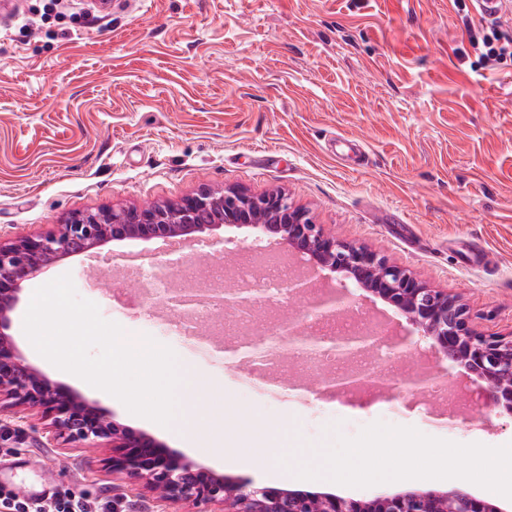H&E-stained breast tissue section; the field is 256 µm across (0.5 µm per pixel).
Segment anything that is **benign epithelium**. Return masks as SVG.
<instances>
[{
	"label": "benign epithelium",
	"mask_w": 512,
	"mask_h": 512,
	"mask_svg": "<svg viewBox=\"0 0 512 512\" xmlns=\"http://www.w3.org/2000/svg\"><path fill=\"white\" fill-rule=\"evenodd\" d=\"M228 226L254 230L251 247L273 243L307 257L316 267L341 275L333 294L309 300L308 308L342 314L360 297L393 306L414 338L400 348L415 358L425 346L451 368L462 367L479 382L485 409L512 414V331L487 334L458 294L432 288L410 270L366 245L336 237L313 222L308 211L282 190L249 194L239 188L203 187L172 203L78 211L47 233H29L0 242V415L36 416L61 451L79 444L110 448L104 459L112 474L133 479L165 504L191 505L195 512H507L462 489L443 492L400 490L371 499L290 490L217 474L203 464L171 453L152 436L125 426L109 412L52 380L28 361L10 333L12 315L28 283L53 266L77 256H97L110 243L126 240H185L206 244L214 254L234 251L221 231ZM174 311L209 303L210 293L158 295ZM380 335L308 336L297 325L288 335L264 333L257 342L318 346L329 340L352 358L374 350Z\"/></svg>",
	"instance_id": "obj_1"
}]
</instances>
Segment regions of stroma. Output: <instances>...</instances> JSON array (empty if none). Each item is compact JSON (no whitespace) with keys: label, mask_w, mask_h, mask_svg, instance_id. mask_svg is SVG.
<instances>
[{"label":"stroma","mask_w":512,"mask_h":512,"mask_svg":"<svg viewBox=\"0 0 512 512\" xmlns=\"http://www.w3.org/2000/svg\"><path fill=\"white\" fill-rule=\"evenodd\" d=\"M489 23L469 0H12L0 11V239L48 231L74 211L175 201L201 187L285 191L314 223L368 245L435 288L462 296L489 333L512 331V66L481 65L469 30ZM234 253L184 248L172 291L202 289L208 270L242 263L253 237L228 227ZM107 245L39 277L81 278L79 296L125 333L150 336L179 362L256 410L277 460L237 467L184 445L180 426L141 424L171 450L228 476L370 499L438 489L412 479L367 488L301 481L280 456L319 465L339 424L348 437L381 421L461 444L512 442V415L485 413L464 379V409L407 395L431 352L372 361L354 394H303L316 382L285 358L279 381L255 376L256 328L223 351L184 334L138 297L128 254ZM105 448L48 444L31 420L0 419V472L122 512H161L139 484L105 470Z\"/></svg>","instance_id":"1"}]
</instances>
